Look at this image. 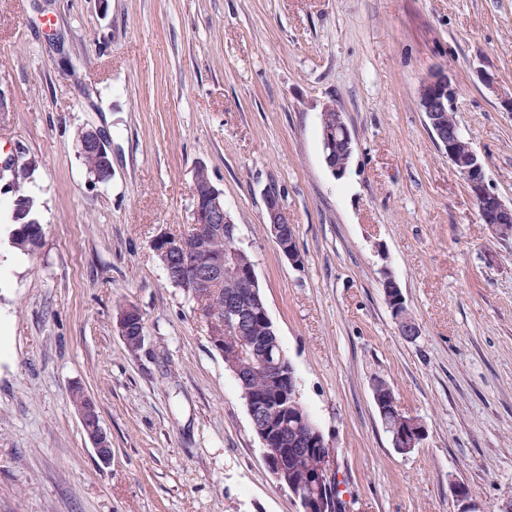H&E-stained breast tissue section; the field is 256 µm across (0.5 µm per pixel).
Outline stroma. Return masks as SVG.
<instances>
[{
	"mask_svg": "<svg viewBox=\"0 0 512 512\" xmlns=\"http://www.w3.org/2000/svg\"><path fill=\"white\" fill-rule=\"evenodd\" d=\"M447 69L456 119L512 205V0H0V156L35 159L43 238L0 315V512H297L195 304L152 240L191 222L205 166L239 227L304 406L337 453L349 512H481L512 502V237L480 222L417 88ZM499 78L497 89L481 80ZM339 109L343 178L321 150ZM105 132L112 177L75 143ZM276 186L301 265L265 228ZM415 320L399 335L382 280ZM143 313L130 352L121 307ZM427 436L394 451L372 382ZM112 442L103 464L71 401ZM334 106H327L322 110L326 113L328 122H323L321 128V144L323 150V157L325 164L331 174L337 179L342 178L345 174V167L340 163H336L334 160V153L336 154V144L341 143L343 145L342 150L347 155V167L349 160L354 151V139L351 135L349 128L345 121L340 115V120L336 123V112H340L338 109L328 110ZM336 123V125H334ZM449 490L457 507L456 512H481L473 499L472 490L466 482L454 480L450 483Z\"/></svg>",
	"mask_w": 512,
	"mask_h": 512,
	"instance_id": "1",
	"label": "stroma"
}]
</instances>
